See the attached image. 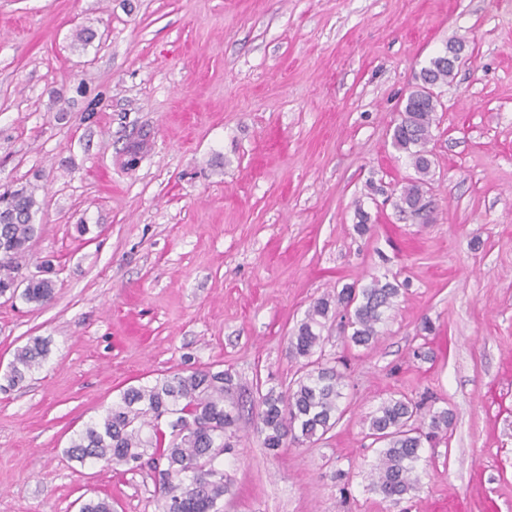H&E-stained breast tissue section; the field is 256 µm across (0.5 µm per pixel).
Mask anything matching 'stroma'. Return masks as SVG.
<instances>
[{"label": "stroma", "mask_w": 512, "mask_h": 512, "mask_svg": "<svg viewBox=\"0 0 512 512\" xmlns=\"http://www.w3.org/2000/svg\"><path fill=\"white\" fill-rule=\"evenodd\" d=\"M455 38L469 56L437 89L433 212L415 224L394 206L414 170L392 126ZM0 185L42 201L22 272L55 281L41 307L0 297V376L29 338L49 348L0 390V512H157L150 464L64 450L127 387L195 368L234 377L224 512H512V0H0ZM375 277L405 284L378 342L324 332L340 420L264 448L256 389L292 379L291 330ZM399 395L454 420L393 504L365 432Z\"/></svg>", "instance_id": "obj_1"}]
</instances>
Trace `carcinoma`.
Segmentation results:
<instances>
[{"label":"carcinoma","instance_id":"obj_1","mask_svg":"<svg viewBox=\"0 0 512 512\" xmlns=\"http://www.w3.org/2000/svg\"><path fill=\"white\" fill-rule=\"evenodd\" d=\"M454 69L434 57L421 81L448 84ZM438 98L416 88L405 101L393 128V147L410 159L417 177L401 187L396 207L403 216L426 224L431 201L426 197L432 154L428 145L437 121ZM41 209L33 190L22 186L0 193V296L21 297L43 305L54 295V281L29 279L22 291L18 281L37 227L31 217ZM400 295L397 281L372 279L351 284L335 295L317 299L288 338L289 355L304 359L300 376L286 389L256 388V433L264 447L278 450L288 444L314 442L331 431L339 420L345 375L336 366L314 358L322 348L323 330L330 313L339 311L351 329L349 342L369 347L381 335ZM48 353V342L36 336L18 349L5 375L16 387ZM232 376L224 370L194 369L158 378L151 385L131 386L121 393L105 414L87 424L71 439L65 454L72 461L103 463L116 468L133 466L148 456L155 465L158 512H224V496L231 492L228 477L217 465L218 457L231 447L226 432L236 422L235 407L226 403ZM453 414L425 401L404 396L391 398L377 409L366 436L382 444L370 470L372 489L383 499L398 503L420 485L418 473L424 442L447 436Z\"/></svg>","mask_w":512,"mask_h":512}]
</instances>
